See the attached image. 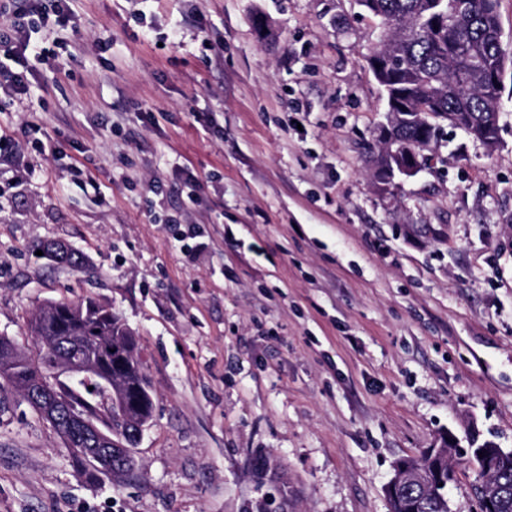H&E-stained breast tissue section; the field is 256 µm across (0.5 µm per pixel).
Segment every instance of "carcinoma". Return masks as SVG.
Here are the masks:
<instances>
[{
  "mask_svg": "<svg viewBox=\"0 0 512 512\" xmlns=\"http://www.w3.org/2000/svg\"><path fill=\"white\" fill-rule=\"evenodd\" d=\"M462 2L454 30L435 32L428 23L438 10ZM370 14L388 25L394 22L414 27L397 42L405 70L392 71L381 81L387 110L406 112L394 120L392 147L421 154L436 142L442 122L453 125L461 118L469 122L468 136L492 149L498 144L499 127L493 114L494 100L502 91L492 83L494 71L506 66L499 0H358ZM47 256L82 264L80 255L69 246L53 242L37 245ZM33 348H25L7 336H0V405L7 394L16 392L49 421L72 452L76 474L88 482L120 480L133 476L135 460L108 473L77 448L132 446L139 427L153 418V400L136 336L112 309L93 300L79 303L51 302L32 313L29 321ZM109 342L122 355V366L113 369L117 387L129 392L140 390L143 398L113 417L110 438H98L88 431L83 420L97 416L104 401L91 382L83 384L62 379L67 361L86 360L96 353L95 339ZM64 402L57 403V396ZM493 483L501 492L496 512H512V450H504ZM402 507L395 512H453L446 487L422 490L408 486L399 495Z\"/></svg>",
  "mask_w": 512,
  "mask_h": 512,
  "instance_id": "carcinoma-1",
  "label": "carcinoma"
}]
</instances>
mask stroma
Masks as SVG:
<instances>
[{"label": "stroma", "mask_w": 512, "mask_h": 512, "mask_svg": "<svg viewBox=\"0 0 512 512\" xmlns=\"http://www.w3.org/2000/svg\"><path fill=\"white\" fill-rule=\"evenodd\" d=\"M70 7L51 37L75 59L0 99L19 144L0 159V336L29 342L50 301L111 307L153 420L136 479L92 484L10 396L0 512H389L397 460L451 435L512 449V68L497 148L443 126L384 196L383 27L356 0ZM55 240L84 265L36 254Z\"/></svg>", "instance_id": "1"}]
</instances>
